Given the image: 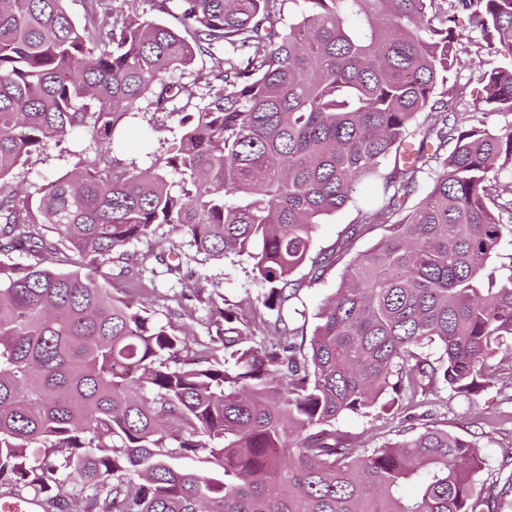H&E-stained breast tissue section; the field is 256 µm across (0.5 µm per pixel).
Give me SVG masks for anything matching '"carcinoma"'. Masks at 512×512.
Returning a JSON list of instances; mask_svg holds the SVG:
<instances>
[{
  "instance_id": "carcinoma-1",
  "label": "carcinoma",
  "mask_w": 512,
  "mask_h": 512,
  "mask_svg": "<svg viewBox=\"0 0 512 512\" xmlns=\"http://www.w3.org/2000/svg\"><path fill=\"white\" fill-rule=\"evenodd\" d=\"M65 2L0 0V253L36 259L0 262V496L28 488L68 512L79 484L87 512H493L482 448L419 409L480 391L512 349V260L485 274L512 234L497 186L512 126L469 124L448 84L457 11L512 46V0H176L180 30L134 8L99 22L98 0L81 25ZM198 56L212 65L197 81L168 78ZM481 81L511 113L512 63ZM176 99L163 155L112 162L123 118ZM78 138L105 150L35 194L13 182L44 143ZM361 179L378 206L342 245L385 234L308 335L282 316L304 315L293 275L307 264L314 283L341 259L312 254L313 235ZM162 225L208 258H252L288 340L240 349L226 308L214 346L178 358L182 338L102 271ZM175 249L142 261L176 272ZM60 253L72 269L51 265ZM377 406L422 426L372 450L336 427ZM192 457L210 470L175 463Z\"/></svg>"
}]
</instances>
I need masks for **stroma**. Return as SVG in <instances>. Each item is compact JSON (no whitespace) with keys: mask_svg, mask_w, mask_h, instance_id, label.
I'll use <instances>...</instances> for the list:
<instances>
[{"mask_svg":"<svg viewBox=\"0 0 512 512\" xmlns=\"http://www.w3.org/2000/svg\"><path fill=\"white\" fill-rule=\"evenodd\" d=\"M460 64L455 74L460 84L465 85L466 95L460 104L461 111L467 112L471 124L490 130H498L512 124V114L485 110L480 99L483 95L481 75L488 62L504 61L511 54L505 48L489 47L475 25H465L457 45ZM147 114L125 121L124 138L116 146L113 156L123 164L147 167L151 164V152L159 151L161 140L170 138L176 130L178 118L171 115L162 118L154 132L150 149L141 145V131L147 125ZM99 146L90 139L48 143L45 149L33 155L18 178L28 191H35L46 180L70 171L80 157H94ZM377 203V188L374 184L358 181L351 199L341 210L325 218L318 225L314 251L335 248L347 225L359 220L363 213L372 211ZM173 243L181 250V269L167 271L165 266L154 265L144 269L139 287H132L128 277L119 273L120 268H135L141 255L156 249L159 243ZM113 289L130 292L138 305L148 310L161 323L170 325L175 332L187 333V347L198 350L200 345L209 343L216 335L213 317L217 309L231 306L247 324V334L254 341H276V311L263 304L262 286L255 281L253 261L248 256H231L221 260L208 259L198 254L189 244L188 235L164 225L156 236L130 243L125 248L121 262L113 263ZM344 263H337L317 282L308 284L304 278L306 269H298L296 278L302 279L299 292V309L305 310L308 325H315V314L319 307L332 297L344 272ZM431 420L449 433L475 439L483 449L487 465L480 475L481 482L491 483L503 461L505 450L512 448V381L495 382L480 392L464 397L443 389L434 396L429 406ZM403 417L373 413L367 416L350 414L341 418V431L359 436L363 447L376 448L396 434L408 428Z\"/></svg>","mask_w":512,"mask_h":512,"instance_id":"1","label":"stroma"}]
</instances>
